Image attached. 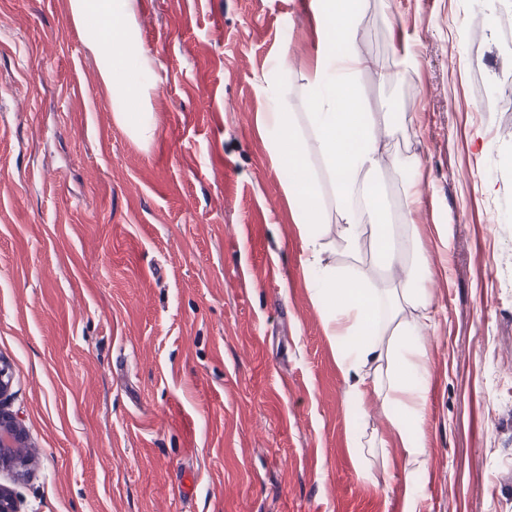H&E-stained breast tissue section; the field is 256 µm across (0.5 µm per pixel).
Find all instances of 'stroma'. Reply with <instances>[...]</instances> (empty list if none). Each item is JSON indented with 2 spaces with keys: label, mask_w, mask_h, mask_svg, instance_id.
I'll list each match as a JSON object with an SVG mask.
<instances>
[{
  "label": "stroma",
  "mask_w": 512,
  "mask_h": 512,
  "mask_svg": "<svg viewBox=\"0 0 512 512\" xmlns=\"http://www.w3.org/2000/svg\"><path fill=\"white\" fill-rule=\"evenodd\" d=\"M512 0H366L358 46L395 82L434 269L422 512H512ZM148 62L117 121L71 0H0V405L32 462L21 512H404L411 467L360 481L349 382L258 113L308 109L310 0H136ZM275 87L276 101L266 89ZM130 112H116V116L122 124L127 126L130 133L137 140L149 143L157 134V124L150 113H138L139 118L135 121L129 119Z\"/></svg>",
  "instance_id": "1"
}]
</instances>
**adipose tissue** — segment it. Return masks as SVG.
I'll use <instances>...</instances> for the list:
<instances>
[{
	"label": "adipose tissue",
	"instance_id": "obj_1",
	"mask_svg": "<svg viewBox=\"0 0 512 512\" xmlns=\"http://www.w3.org/2000/svg\"><path fill=\"white\" fill-rule=\"evenodd\" d=\"M364 0H312L320 45L309 76L310 110L304 117L271 110L258 120L270 142L276 168L289 171L287 194L305 258L303 269L314 302L336 349L343 373L353 378L347 415L357 477L375 483L376 464H389V440L424 468L427 456V399L431 368L422 336L436 323L429 285L433 270L412 217L421 194L409 186L401 201L407 218L394 231L382 210L376 177L389 167L419 171L413 155H389L380 129H391L386 113L364 111L357 79L368 63L358 48ZM135 0H72L77 23L98 30L102 74L125 101L144 89L130 81L131 64H144L136 47ZM307 119L311 136L299 124ZM320 158L315 171L309 155ZM332 187L338 237L328 240L321 180ZM339 248L348 258L336 267L324 253ZM369 263H362V249ZM381 401L383 430L364 443L358 427L369 396Z\"/></svg>",
	"mask_w": 512,
	"mask_h": 512
}]
</instances>
